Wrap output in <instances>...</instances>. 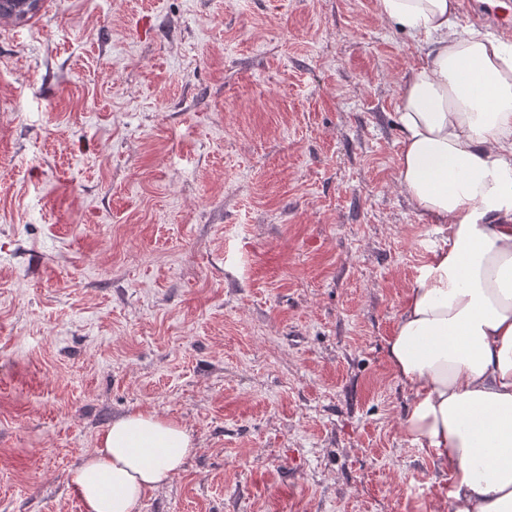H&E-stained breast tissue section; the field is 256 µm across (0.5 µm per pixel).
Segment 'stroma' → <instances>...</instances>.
Returning a JSON list of instances; mask_svg holds the SVG:
<instances>
[{
  "label": "stroma",
  "instance_id": "35a3bbf8",
  "mask_svg": "<svg viewBox=\"0 0 512 512\" xmlns=\"http://www.w3.org/2000/svg\"><path fill=\"white\" fill-rule=\"evenodd\" d=\"M426 60L376 0L0 22V512H82L147 411L193 452L140 512H449L387 356L447 235L398 181Z\"/></svg>",
  "mask_w": 512,
  "mask_h": 512
}]
</instances>
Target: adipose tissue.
<instances>
[{
    "label": "adipose tissue",
    "instance_id": "ef3b65f1",
    "mask_svg": "<svg viewBox=\"0 0 512 512\" xmlns=\"http://www.w3.org/2000/svg\"><path fill=\"white\" fill-rule=\"evenodd\" d=\"M427 47L399 98V183L448 235L387 341L403 430L447 475L453 512H512V45L459 30L456 0H377ZM193 450L175 421H113L71 474L84 512H138Z\"/></svg>",
    "mask_w": 512,
    "mask_h": 512
}]
</instances>
